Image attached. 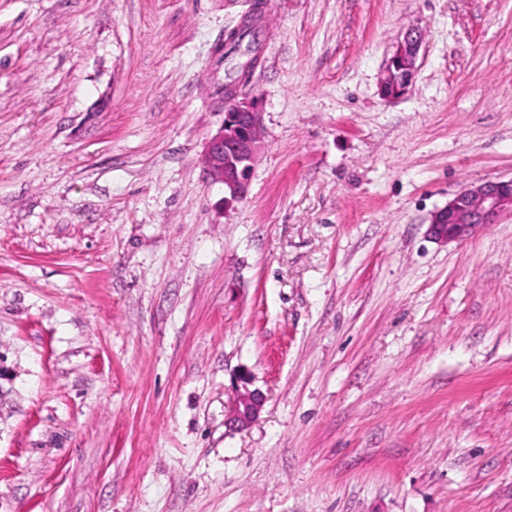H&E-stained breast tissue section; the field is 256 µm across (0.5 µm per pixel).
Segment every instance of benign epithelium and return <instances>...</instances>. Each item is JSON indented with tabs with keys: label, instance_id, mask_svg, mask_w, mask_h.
<instances>
[{
	"label": "benign epithelium",
	"instance_id": "7a95c632",
	"mask_svg": "<svg viewBox=\"0 0 512 512\" xmlns=\"http://www.w3.org/2000/svg\"><path fill=\"white\" fill-rule=\"evenodd\" d=\"M244 30L253 32L255 41L246 53V60L239 65L238 79L224 83V124L209 141L203 160L208 178L224 187L226 206L247 196L252 169L262 143L259 96H242L237 92L238 82L248 78L260 62L261 18L254 14L245 17L240 26L227 35L224 44L236 41ZM421 45L420 29L412 27L394 46L380 80V93L384 98L399 97L412 84ZM504 211L512 212V179L471 183L448 205L431 215L429 232L439 241H463L480 228L496 223ZM239 382L243 391L237 395L229 426L243 429L257 419L264 399L260 393L248 389L247 375H241Z\"/></svg>",
	"mask_w": 512,
	"mask_h": 512
}]
</instances>
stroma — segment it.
I'll return each instance as SVG.
<instances>
[{
  "instance_id": "35a3bbf8",
  "label": "stroma",
  "mask_w": 512,
  "mask_h": 512,
  "mask_svg": "<svg viewBox=\"0 0 512 512\" xmlns=\"http://www.w3.org/2000/svg\"><path fill=\"white\" fill-rule=\"evenodd\" d=\"M511 178L512 0H0V512H512V213L428 232ZM243 30L255 35V41L239 65L237 80L224 83V124L209 141L203 160L208 178L224 187V205L243 200L249 190L251 173L262 143V112L259 96H242L238 82L249 77L260 62L262 24L258 15L246 16L237 29L224 39L225 45L238 39ZM422 45V33L412 27L397 42L387 61L380 80V93L385 99H393L405 93L417 71V61ZM504 211L512 212V179L471 183L431 215L429 232L435 240L463 241ZM243 391H239L235 405L230 415L228 425L243 429L252 424L258 417L264 403L263 396L255 390L248 389V376L243 374L239 378Z\"/></svg>"
}]
</instances>
